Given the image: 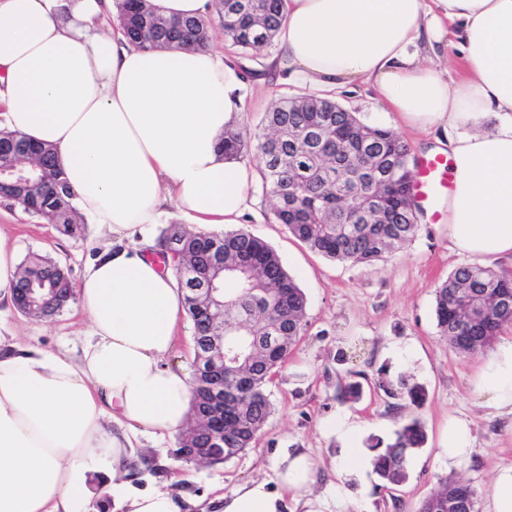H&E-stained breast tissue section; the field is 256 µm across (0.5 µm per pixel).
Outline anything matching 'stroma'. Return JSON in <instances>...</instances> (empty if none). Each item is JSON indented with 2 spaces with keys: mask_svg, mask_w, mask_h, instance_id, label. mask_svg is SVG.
I'll use <instances>...</instances> for the list:
<instances>
[{
  "mask_svg": "<svg viewBox=\"0 0 512 512\" xmlns=\"http://www.w3.org/2000/svg\"><path fill=\"white\" fill-rule=\"evenodd\" d=\"M213 37L225 55L248 73L243 90L245 131L258 130L265 112L279 97L306 93L305 85L269 72L270 60L281 52L280 42L256 53L231 45L221 27H214ZM332 97L367 124L392 125L391 113L385 112L370 87L337 90ZM249 197L251 207L242 228L274 248L307 300L305 329L267 385L271 416L251 448L216 466L176 460V437L139 438L135 457L140 466L134 485L170 491L189 501L190 512H221L220 495L249 480L275 482L278 462L301 450L318 465L316 488L321 491L334 482V469L344 460L345 446L342 438L323 431L321 424L352 414L366 422L352 443L365 458L374 438L391 440L410 420H419L426 434L425 444L409 459L408 478L401 486L383 489L370 468L351 482V489L371 512H417L444 477L469 481L478 494L479 512H489L483 490L494 465L512 464V443L503 438L501 419L489 416L471 394L470 378L482 357L453 353L436 325L435 289L463 263L448 252L447 224L421 222L414 238L382 261L352 265L330 260L293 238L276 222L273 202L260 182L250 185ZM0 230L13 240L20 262L36 255L49 257L75 282L93 253V236L73 240L54 225L1 202ZM0 334L25 345L47 350L65 347L77 353L87 340L89 323L74 304L53 318L35 319L4 300ZM407 344L412 347L408 355L403 352ZM351 382L362 386V396L354 403L338 397L341 387ZM406 383L423 388V401L413 404L401 396ZM452 413L472 418L475 437L471 460L454 469L440 449V434Z\"/></svg>",
  "mask_w": 512,
  "mask_h": 512,
  "instance_id": "stroma-1",
  "label": "stroma"
}]
</instances>
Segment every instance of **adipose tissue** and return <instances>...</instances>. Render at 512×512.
Returning a JSON list of instances; mask_svg holds the SVG:
<instances>
[{
  "instance_id": "1",
  "label": "adipose tissue",
  "mask_w": 512,
  "mask_h": 512,
  "mask_svg": "<svg viewBox=\"0 0 512 512\" xmlns=\"http://www.w3.org/2000/svg\"><path fill=\"white\" fill-rule=\"evenodd\" d=\"M111 11L112 0H0V126L54 150L104 241L77 285L90 325L80 355L0 336V512H96L92 475L131 459L137 436L184 430L191 380L168 362L183 294L174 269L151 261L149 228L171 209L203 231L239 223L255 178L222 149L245 113L237 65L214 47L144 50L104 35ZM281 13L273 69L323 90L371 84L396 124L447 130L449 250L512 259V0H282ZM471 387L490 415L510 416L512 442V337ZM472 426L449 416V467L470 459ZM365 465L351 459L317 494V467L298 452L278 490L246 482L222 512H285L289 497L307 512H366L348 486ZM107 491L122 512L184 510L116 475Z\"/></svg>"
}]
</instances>
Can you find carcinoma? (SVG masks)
<instances>
[{"mask_svg": "<svg viewBox=\"0 0 512 512\" xmlns=\"http://www.w3.org/2000/svg\"><path fill=\"white\" fill-rule=\"evenodd\" d=\"M281 0H215L216 15L225 37L246 50L272 44L283 17ZM120 30L129 44L142 49L208 47L211 16L168 19L146 8L142 0H113ZM330 111L296 107L288 98L278 101L262 120L261 131L246 135L224 132V154L260 161L262 187L274 202V215L288 232L312 251L351 264H372L400 248L419 230L418 217L407 190L411 182L409 148L393 131L367 125L329 100ZM17 140L37 166L33 185L9 195L7 202L48 223L71 238L85 236V223L74 193L52 148L33 145L23 136L3 130ZM378 171L391 172L388 183L373 185ZM177 239L199 282L215 281L224 289V315L206 312L205 303L183 290L184 310L193 331L202 326L239 358L219 372L224 375V405L214 403L209 380L197 381L192 415L207 414L224 423V463L251 447L264 428L271 402L266 386L286 362L301 336L306 297L283 266L277 252L263 239L238 228L223 233L193 232L170 224L156 238L162 249ZM224 245V266L208 257L215 245ZM248 262L250 274L235 269ZM58 273L66 287L75 288L56 263L37 257L20 271L15 289L47 284ZM480 304L484 314L462 321L465 308ZM435 317L448 347L461 357L486 354L502 330L512 324V275L480 264L457 267L435 290ZM426 435L417 419L395 431L394 441L377 440L373 459L383 488L399 486L408 478V455L421 448ZM206 446L200 433L191 441L178 438L176 458L193 462L191 449ZM419 512H478L474 487L461 479L441 478Z\"/></svg>", "mask_w": 512, "mask_h": 512, "instance_id": "obj_1", "label": "carcinoma"}]
</instances>
